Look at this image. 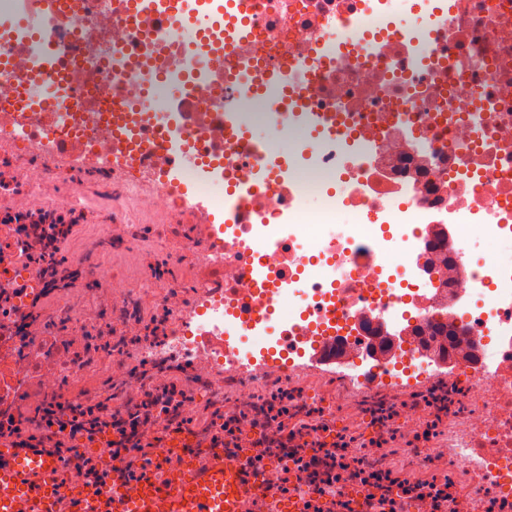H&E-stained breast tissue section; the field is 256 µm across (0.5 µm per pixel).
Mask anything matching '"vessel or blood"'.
Here are the masks:
<instances>
[{
  "label": "vessel or blood",
  "instance_id": "b4317fda",
  "mask_svg": "<svg viewBox=\"0 0 512 512\" xmlns=\"http://www.w3.org/2000/svg\"><path fill=\"white\" fill-rule=\"evenodd\" d=\"M60 0H39L35 13L22 20L17 39L42 32L47 18L58 15ZM237 0H130L128 12L137 20L181 21L194 36L186 70L199 83L208 72L204 62L225 40L237 36ZM57 53L49 43L32 51L30 71L43 76L57 72ZM168 449H161L140 474L136 495L122 490L123 477L112 480L111 490L80 487L63 491L53 474L59 460L52 454L21 453L0 443V512H237L248 491L241 471L225 464L224 452L211 448L203 463L171 466Z\"/></svg>",
  "mask_w": 512,
  "mask_h": 512
}]
</instances>
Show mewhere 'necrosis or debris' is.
I'll list each match as a JSON object with an SVG mask.
<instances>
[{
  "mask_svg": "<svg viewBox=\"0 0 512 512\" xmlns=\"http://www.w3.org/2000/svg\"><path fill=\"white\" fill-rule=\"evenodd\" d=\"M127 10L75 0L55 20L75 112L32 102L31 42L4 47L0 438L55 450L67 490L173 442L193 458L223 446L261 482L238 512L291 491L302 512H512V0H244V35L185 92L161 72L181 67L190 33L135 27ZM295 67L296 112L268 77ZM169 117L194 163L168 153ZM267 124L273 138L256 139ZM87 188L105 202L93 216ZM131 196L180 230L190 284L156 286L148 265L133 288L104 260L141 246ZM90 217L98 237L64 272L20 264L43 248L35 225ZM440 320L477 363L414 342L365 352L368 332Z\"/></svg>",
  "mask_w": 512,
  "mask_h": 512,
  "instance_id": "4bbe7bcc",
  "label": "necrosis or debris"
}]
</instances>
